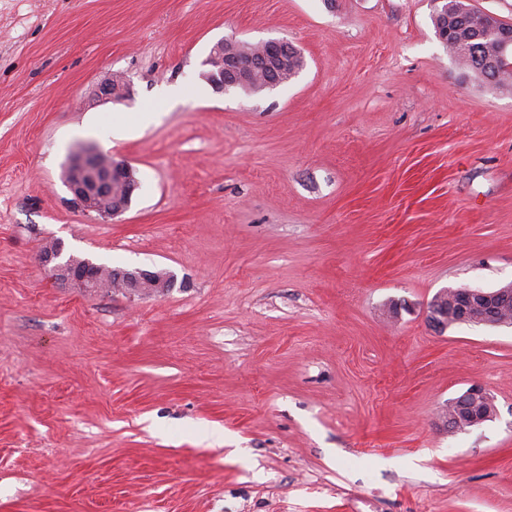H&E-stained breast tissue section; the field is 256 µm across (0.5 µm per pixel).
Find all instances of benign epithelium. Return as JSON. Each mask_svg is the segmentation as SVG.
I'll list each match as a JSON object with an SVG mask.
<instances>
[{
    "label": "benign epithelium",
    "mask_w": 512,
    "mask_h": 512,
    "mask_svg": "<svg viewBox=\"0 0 512 512\" xmlns=\"http://www.w3.org/2000/svg\"><path fill=\"white\" fill-rule=\"evenodd\" d=\"M224 41L216 42L203 65H224V81L215 85L218 92L238 87L244 74L255 69L266 73V88L280 85L277 75L279 62L294 50L284 40H270L261 44L259 56L222 60ZM100 151L88 147L67 163L68 174L64 183L72 194V201L84 212H94L102 218L120 215L128 207L137 186L132 168L124 161L112 158L95 166ZM41 260L51 266L55 279L85 292L95 293L102 287L100 265L89 259L63 256V246L53 243L46 247ZM112 286L122 288L130 294L150 295L161 293L168 287V277L161 273L134 269H114ZM512 309V285L493 291L480 288H457L451 292L443 290L435 295L426 307V321L436 331L443 332L448 324L471 322L488 326H504L501 311ZM450 409L445 416V425L450 432L463 431L492 419L496 414L493 396L480 386H471L448 401Z\"/></svg>",
    "instance_id": "7a95c632"
}]
</instances>
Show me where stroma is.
Masks as SVG:
<instances>
[{
  "label": "stroma",
  "mask_w": 512,
  "mask_h": 512,
  "mask_svg": "<svg viewBox=\"0 0 512 512\" xmlns=\"http://www.w3.org/2000/svg\"><path fill=\"white\" fill-rule=\"evenodd\" d=\"M434 0H0V512H512V326L432 330L512 283V87ZM225 38L302 70L216 92ZM123 73L127 100H97ZM120 215L73 206L86 145ZM169 275L85 294L41 249ZM495 416L462 432L472 385ZM101 153L94 147H87L82 154L71 157L64 183L78 208L110 218L120 215L128 207L137 183L130 165L112 159V155H108L104 165L96 167L95 158ZM117 184L126 186L124 199L113 198ZM451 291L452 297L448 299L451 306H441V298L448 294L446 289L437 293L426 307V321L436 331L443 332L448 329V323L459 322L511 326L501 319V311L512 309V285L493 291L469 287ZM445 425L449 432L463 431L492 419L496 414L493 396L480 386H471L448 401Z\"/></svg>",
  "instance_id": "1"
}]
</instances>
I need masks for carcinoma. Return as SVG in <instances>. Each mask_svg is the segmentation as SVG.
Returning a JSON list of instances; mask_svg holds the SVG:
<instances>
[{
	"label": "carcinoma",
	"mask_w": 512,
	"mask_h": 512,
	"mask_svg": "<svg viewBox=\"0 0 512 512\" xmlns=\"http://www.w3.org/2000/svg\"><path fill=\"white\" fill-rule=\"evenodd\" d=\"M447 11L439 10L433 23L439 37L446 38V47L462 68L476 75L480 61L498 58V43L504 32L512 33V24L499 18L489 19L487 13L474 8L468 0H446ZM304 61L296 51L285 58L279 77L289 79L302 68ZM485 79L498 87L512 83V57L499 62L496 71Z\"/></svg>",
	"instance_id": "obj_1"
}]
</instances>
